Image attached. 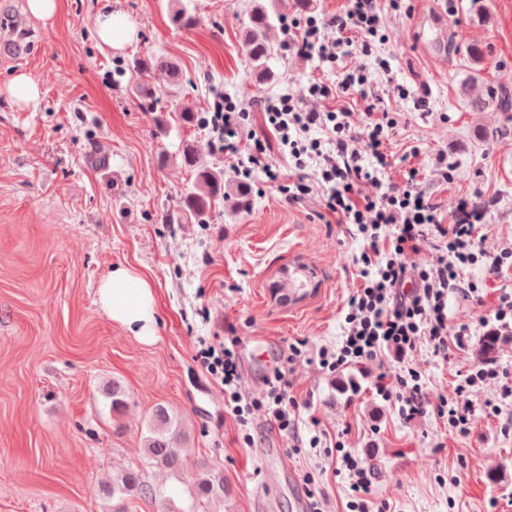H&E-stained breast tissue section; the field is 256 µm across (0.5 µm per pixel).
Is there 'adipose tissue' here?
Returning <instances> with one entry per match:
<instances>
[{
	"label": "adipose tissue",
	"instance_id": "adipose-tissue-1",
	"mask_svg": "<svg viewBox=\"0 0 512 512\" xmlns=\"http://www.w3.org/2000/svg\"><path fill=\"white\" fill-rule=\"evenodd\" d=\"M98 302L112 321L134 336L146 342L155 338V285L136 269H112L99 284Z\"/></svg>",
	"mask_w": 512,
	"mask_h": 512
}]
</instances>
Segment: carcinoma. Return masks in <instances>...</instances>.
<instances>
[{"label":"carcinoma","instance_id":"1","mask_svg":"<svg viewBox=\"0 0 512 512\" xmlns=\"http://www.w3.org/2000/svg\"><path fill=\"white\" fill-rule=\"evenodd\" d=\"M246 14L248 21L242 31L250 60L255 64L260 78L271 77L267 61L275 52L268 40V32L274 23L281 20L280 0H249ZM160 68L166 70L171 79V89H180V74L176 64L166 59L154 58L137 64V69ZM478 92L468 94L469 108L481 112L494 106L502 112L512 111V88L501 84H470ZM224 198V174L205 169L198 174L193 189L186 197L187 204L199 215H204L212 202ZM112 398V411L118 412L125 406L126 393L120 383L114 381L107 388ZM186 440V429L178 415L159 406L153 410L147 422V435L143 439L145 463L172 473L183 465L184 459L177 453V445ZM104 512H129V504L137 499L163 500L169 508L167 512H198V506L215 497L224 495V474L206 464L198 465L197 479L190 495V503L184 507H173V497L163 486L148 482L140 470H124L112 476L101 489Z\"/></svg>","mask_w":512,"mask_h":512}]
</instances>
